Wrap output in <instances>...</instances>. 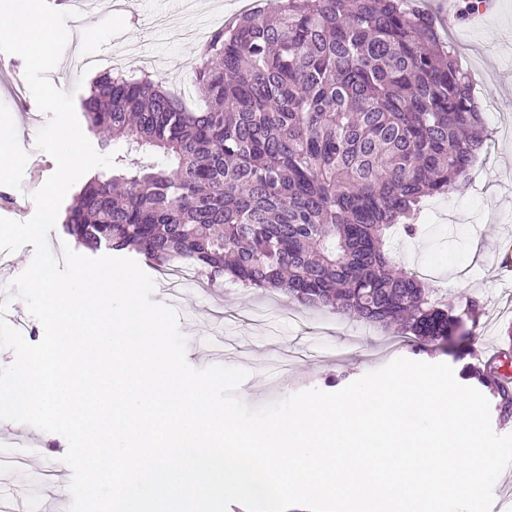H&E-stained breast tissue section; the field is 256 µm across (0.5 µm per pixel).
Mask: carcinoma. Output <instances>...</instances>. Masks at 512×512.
Wrapping results in <instances>:
<instances>
[{
	"mask_svg": "<svg viewBox=\"0 0 512 512\" xmlns=\"http://www.w3.org/2000/svg\"><path fill=\"white\" fill-rule=\"evenodd\" d=\"M194 87L198 111L149 75L93 82L89 129L124 150L68 209L67 234L447 346L460 317L386 247L396 224L419 232L425 197L465 186L486 140L431 18L407 0L258 5L200 48ZM474 376L512 421V390Z\"/></svg>",
	"mask_w": 512,
	"mask_h": 512,
	"instance_id": "1",
	"label": "carcinoma"
}]
</instances>
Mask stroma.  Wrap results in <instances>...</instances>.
<instances>
[{"instance_id": "obj_1", "label": "stroma", "mask_w": 512, "mask_h": 512, "mask_svg": "<svg viewBox=\"0 0 512 512\" xmlns=\"http://www.w3.org/2000/svg\"><path fill=\"white\" fill-rule=\"evenodd\" d=\"M502 2L500 13L479 30L461 38L454 30L440 31L443 40L455 42L459 63L471 75L487 130L470 181L462 191L426 198L425 233L410 238L396 230L388 242L396 264L433 280L449 305L460 310L468 299L479 301L481 316L471 336L444 352L422 350L396 330L348 320L325 307L293 305L277 291H243L224 282L213 285L194 272L183 280L176 301L168 288V272L145 266L155 282L154 301L174 306L180 317L187 347L195 352L191 366L220 362L248 370L255 384L238 396L259 407L310 388L339 390L397 357L447 363L456 379L469 385L473 369L489 365L486 348L497 343L512 347V339L498 330L501 321L512 318V269L503 265L506 255H512V99L502 97L498 87L512 76V0ZM243 8L244 0H133L131 10L120 17L102 9L95 24L104 37L69 41L49 78L88 92L103 69L73 66L72 57L106 56L110 43L116 42L149 59L145 65L129 64L126 74L146 73L164 86H178L189 76L185 65L196 59L198 43L168 41L160 23L192 27L199 16L218 14L232 20ZM24 71L21 57L0 52V123L8 119L24 130L12 144L16 161L6 187L33 192L54 168L31 169L34 139L48 117L38 109ZM32 256L29 244L10 254L9 265L0 274V299L8 301L6 320L35 343L43 336L41 324L22 299L8 298L4 287L27 268ZM1 435L15 439L27 457L23 470L0 469V496L12 499L13 512H67L69 497L53 495L72 477L61 463L66 439L4 420Z\"/></svg>"}]
</instances>
